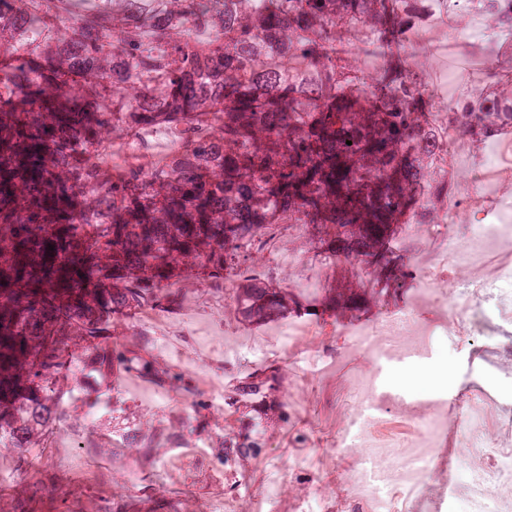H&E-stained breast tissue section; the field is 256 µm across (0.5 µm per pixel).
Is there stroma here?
<instances>
[{
  "instance_id": "35a3bbf8",
  "label": "stroma",
  "mask_w": 512,
  "mask_h": 512,
  "mask_svg": "<svg viewBox=\"0 0 512 512\" xmlns=\"http://www.w3.org/2000/svg\"><path fill=\"white\" fill-rule=\"evenodd\" d=\"M481 33L480 16L473 11L450 13L426 35L420 58L427 63L430 83L437 84L439 74L447 73V86L438 90L447 105H454L452 93L457 88L485 82L483 58L463 50L466 39ZM174 148L166 130L153 129L142 142H114L109 152L113 163L119 164L133 155L152 158ZM486 171L492 174V191L472 188L473 178ZM448 178L453 201L491 223L512 225V210L505 208L512 201V135L490 143L455 140ZM384 245L389 256L399 260L396 273L402 289L380 282L376 270L361 258L339 254L324 260L325 247L318 238L308 234L304 225L292 224L242 265L235 280L252 278L287 293L302 304L303 314L251 322L238 312L227 292L189 279L178 284L183 293L179 307L164 304L115 319V332L126 338L140 337L157 362L226 394L236 391L259 364L281 368L288 389L284 411L265 419L259 458L238 463V493H229L223 476L216 473L212 450L196 424L184 422L183 399L151 378L126 373L106 383L105 395L115 399L118 410L95 420V440L107 447L124 424L148 428L180 419L183 441L163 446L160 476L162 492L179 512H196L199 501L205 502L208 512H224L228 499L238 512H256L251 494L264 488L273 492L271 512H300V505L318 494L332 505L345 502L356 493L347 474L357 465L359 452L319 460L310 451L331 447L339 438L357 378L373 371L371 356L358 345L359 336L370 329L365 316L382 319L407 310L414 317L412 329L399 338L385 332L384 343L404 347L429 341L431 353L418 357L417 362L430 374L450 373L455 395L443 402V411L461 412L469 387L484 386L498 401L496 418L487 423L486 431L499 434L500 417L512 412V335L489 340V347L498 352L494 370L486 366L470 338L449 344L447 310L422 300L419 294L424 273H433L441 283L459 275L457 267L444 259V237L405 223L396 226ZM416 258L422 259L421 268H412ZM258 352L263 361L255 360ZM281 460L296 466L285 481L277 479L274 469ZM0 479L17 484L14 495H0V512H102L118 496L135 507L149 483L147 470L138 466L132 451L98 456L51 434L21 453L0 448ZM40 482L46 483V490L32 493V486Z\"/></svg>"
}]
</instances>
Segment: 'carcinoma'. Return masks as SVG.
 <instances>
[{"label": "carcinoma", "instance_id": "obj_1", "mask_svg": "<svg viewBox=\"0 0 512 512\" xmlns=\"http://www.w3.org/2000/svg\"><path fill=\"white\" fill-rule=\"evenodd\" d=\"M431 0H0V447L38 444L64 409L58 369L70 336L86 342L88 375H146L209 410L194 378L112 339L111 316L174 303L172 263L201 266L215 290L275 238L272 224H311L341 248L392 260L378 240L401 216L448 213V140L512 127V56L488 92L439 113L417 55ZM494 44L512 49V0H485ZM71 20L52 42L12 49L28 23ZM213 32L211 40L190 29ZM380 49L372 73L349 51ZM367 90L365 101L350 97ZM164 126L178 149L151 167L105 165V139L140 140ZM54 250H49V247ZM243 317L286 298L256 281L238 289ZM281 369H256L228 408L252 404L242 429L210 434L233 470L258 454L261 414ZM176 436L121 437L150 461Z\"/></svg>", "mask_w": 512, "mask_h": 512}]
</instances>
